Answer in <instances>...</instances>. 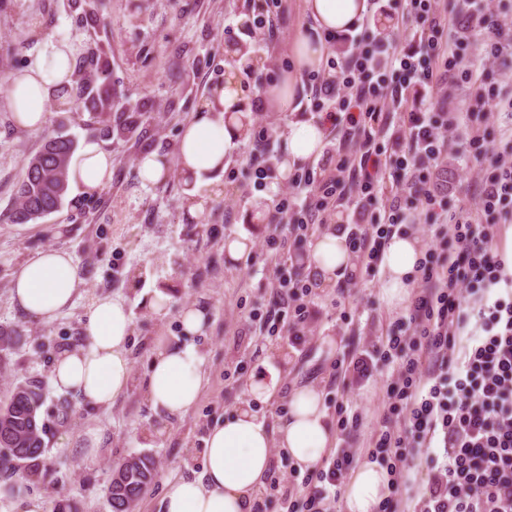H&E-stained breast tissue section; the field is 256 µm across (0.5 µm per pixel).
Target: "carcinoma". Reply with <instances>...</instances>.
<instances>
[{"instance_id":"obj_1","label":"carcinoma","mask_w":512,"mask_h":512,"mask_svg":"<svg viewBox=\"0 0 512 512\" xmlns=\"http://www.w3.org/2000/svg\"><path fill=\"white\" fill-rule=\"evenodd\" d=\"M102 0H69L68 7L77 12V22L87 30L103 24ZM73 74L75 99L88 113L87 130L101 138L117 135L127 140L138 136L145 117L142 105L126 99L125 111L114 112L116 98L121 96L112 86L107 51L103 46L88 48L86 55L75 59ZM44 144L27 161L25 173L17 186L16 203L11 215L14 224H36L57 212L69 193V166L77 148L74 137L59 129L44 134ZM44 404L41 389L36 385L16 386L0 401V433L8 429L13 445L10 458L0 472L15 473L25 465L22 477L30 482L45 478L42 464L45 423L40 418ZM155 477V462L147 455L128 458L112 478L109 506L112 512H133L136 502Z\"/></svg>"}]
</instances>
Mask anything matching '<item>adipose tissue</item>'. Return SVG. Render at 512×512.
I'll return each instance as SVG.
<instances>
[{
	"instance_id": "adipose-tissue-1",
	"label": "adipose tissue",
	"mask_w": 512,
	"mask_h": 512,
	"mask_svg": "<svg viewBox=\"0 0 512 512\" xmlns=\"http://www.w3.org/2000/svg\"><path fill=\"white\" fill-rule=\"evenodd\" d=\"M367 7L368 0H305V10L322 37L313 40L297 35L292 47L293 69L287 80L260 92L265 111L290 116L284 135L282 174L321 156L326 145L324 126L299 112L298 81L303 74L321 69L330 51L325 35L345 33L362 21ZM68 76V57L63 49L56 48L31 62L24 78H10L0 90L17 109L23 126L38 130L46 122V103ZM249 118L241 85L234 76H227L223 86L212 91L201 114L185 124L176 166H169L153 151L141 156L139 173L143 182L161 184L174 176L191 181L206 173L222 175L229 150L248 135ZM111 179V153L97 141L85 142L70 164L71 183L90 195L100 193ZM421 256V244L414 236L396 234L389 240L379 262L380 294L389 308L398 310L409 304ZM308 266L324 285L352 272L355 265L345 235L333 230L318 233L310 244ZM79 284L72 256L61 250H46L15 273L12 296L24 313L50 321L71 307ZM84 331L88 346L57 358L52 383L90 404L111 405L127 390L131 377L127 345L132 323L125 299L97 298ZM202 364V356L191 344L156 350L150 359L145 400L169 415L187 414L200 399ZM278 381L277 374L269 370L251 375L246 385L247 402L209 429L200 473L166 480L160 512H251L276 448L285 449L299 469L312 470L320 465L335 435L317 388L296 390L277 428L266 427L255 413V404L272 400ZM388 493L386 471L362 461L345 486L344 512H375Z\"/></svg>"
}]
</instances>
